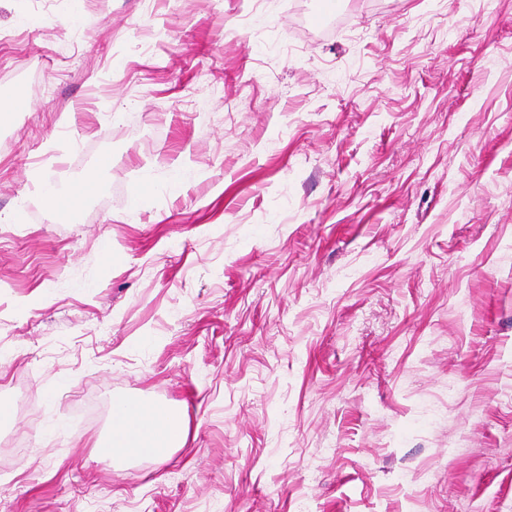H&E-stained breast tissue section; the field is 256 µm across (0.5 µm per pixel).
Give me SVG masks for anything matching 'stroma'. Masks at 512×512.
<instances>
[{"label": "stroma", "mask_w": 512, "mask_h": 512, "mask_svg": "<svg viewBox=\"0 0 512 512\" xmlns=\"http://www.w3.org/2000/svg\"><path fill=\"white\" fill-rule=\"evenodd\" d=\"M318 2L0 0L11 512H512V0ZM182 418L176 414L150 411L138 403L118 401L112 406V433L100 452L106 455L160 456L172 434L181 430Z\"/></svg>", "instance_id": "35a3bbf8"}]
</instances>
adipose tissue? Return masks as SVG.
Returning <instances> with one entry per match:
<instances>
[{
    "label": "adipose tissue",
    "mask_w": 512,
    "mask_h": 512,
    "mask_svg": "<svg viewBox=\"0 0 512 512\" xmlns=\"http://www.w3.org/2000/svg\"><path fill=\"white\" fill-rule=\"evenodd\" d=\"M180 416L150 411L138 403L122 400L112 406V443L102 446L106 455H123L133 452L139 455L159 456L172 434L180 430Z\"/></svg>",
    "instance_id": "1"
}]
</instances>
